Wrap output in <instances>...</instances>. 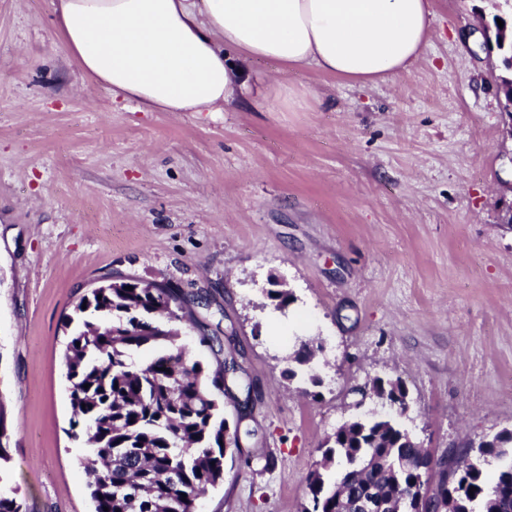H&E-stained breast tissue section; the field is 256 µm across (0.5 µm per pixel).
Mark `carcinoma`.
Returning <instances> with one entry per match:
<instances>
[{
	"instance_id": "1",
	"label": "carcinoma",
	"mask_w": 512,
	"mask_h": 512,
	"mask_svg": "<svg viewBox=\"0 0 512 512\" xmlns=\"http://www.w3.org/2000/svg\"><path fill=\"white\" fill-rule=\"evenodd\" d=\"M116 284L80 299L79 324L64 352L71 430L84 438L81 464L91 477L94 512H196L198 498L224 481L225 457L242 452L232 434L239 422L224 417L216 397L224 392V364L207 370L177 343L172 322L183 298L174 289L127 277ZM143 347L161 351L139 362L134 352ZM483 451L512 458V430ZM470 453L432 469V455L406 429L354 420L308 475L312 508L303 512H336L334 492L348 490L350 502L371 491L387 512H405L403 495L423 474L437 477L431 497L453 501V512H512V462L489 484L481 466L467 465ZM338 463L339 488L332 473Z\"/></svg>"
}]
</instances>
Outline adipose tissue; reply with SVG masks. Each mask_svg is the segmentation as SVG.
<instances>
[{"label": "adipose tissue", "mask_w": 512, "mask_h": 512, "mask_svg": "<svg viewBox=\"0 0 512 512\" xmlns=\"http://www.w3.org/2000/svg\"><path fill=\"white\" fill-rule=\"evenodd\" d=\"M81 68L147 112H220L242 86L224 58L305 65L360 85L422 57L432 0H54Z\"/></svg>", "instance_id": "obj_1"}]
</instances>
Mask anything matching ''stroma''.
I'll list each match as a JSON object with an SVG mask.
<instances>
[{
  "label": "stroma",
  "mask_w": 512,
  "mask_h": 512,
  "mask_svg": "<svg viewBox=\"0 0 512 512\" xmlns=\"http://www.w3.org/2000/svg\"><path fill=\"white\" fill-rule=\"evenodd\" d=\"M434 0L423 57L378 85L225 56L220 112H145L85 73L52 0H0V489L24 512H94L64 349L81 296L124 276L184 298L180 341L234 356L251 430L197 512H301L326 438L391 417L434 457L512 429V137L487 23ZM308 92L291 111L270 93ZM294 301L279 309L272 281ZM317 346L319 386L288 379Z\"/></svg>",
  "instance_id": "obj_1"
}]
</instances>
